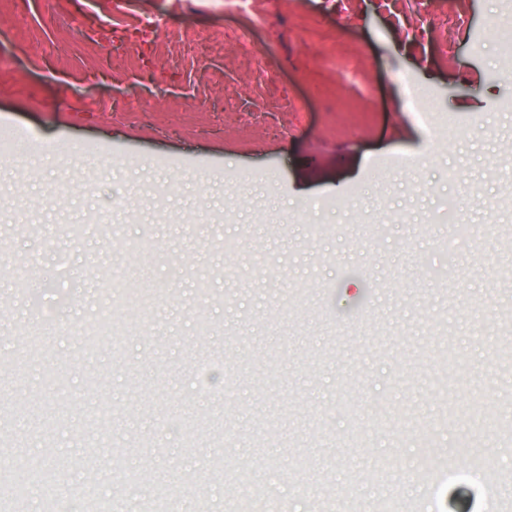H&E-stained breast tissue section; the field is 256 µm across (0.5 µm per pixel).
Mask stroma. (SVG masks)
<instances>
[{
    "instance_id": "35a3bbf8",
    "label": "stroma",
    "mask_w": 512,
    "mask_h": 512,
    "mask_svg": "<svg viewBox=\"0 0 512 512\" xmlns=\"http://www.w3.org/2000/svg\"><path fill=\"white\" fill-rule=\"evenodd\" d=\"M264 2L0 8V488L40 458L18 512H512V0ZM410 100L430 134L435 138H447L450 126L448 115L431 109L428 91L422 87H413Z\"/></svg>"
}]
</instances>
